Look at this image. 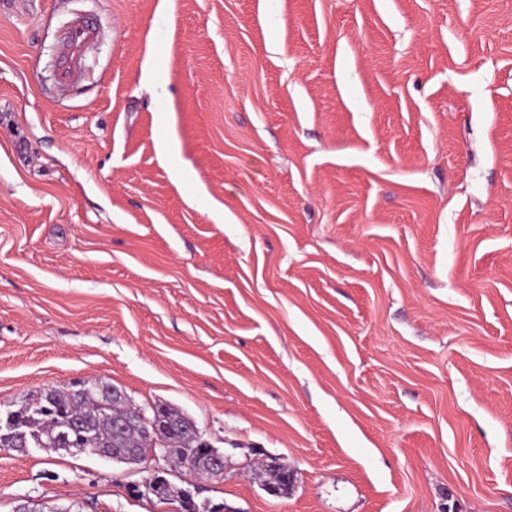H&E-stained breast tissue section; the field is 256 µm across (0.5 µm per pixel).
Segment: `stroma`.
Wrapping results in <instances>:
<instances>
[{"label":"stroma","instance_id":"obj_1","mask_svg":"<svg viewBox=\"0 0 512 512\" xmlns=\"http://www.w3.org/2000/svg\"><path fill=\"white\" fill-rule=\"evenodd\" d=\"M91 379L199 503L512 512V0H0V414ZM154 466L0 449V512H178ZM98 29L86 17L73 21L64 38L58 64V80L71 83L95 43ZM151 414L147 415L145 410L139 409L144 413L145 417L153 421L157 426L160 423L170 422L174 427V432L164 429L163 426L155 431V426H152V431H155L153 436L159 441L169 442V447L172 448L171 461L174 466L188 467L201 472L209 473L210 454L209 450H201L199 440L194 436L191 427L193 422L183 417L173 409L165 404H156L150 407ZM183 421L184 424H179L177 419Z\"/></svg>","mask_w":512,"mask_h":512}]
</instances>
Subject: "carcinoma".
Listing matches in <instances>:
<instances>
[{
  "label": "carcinoma",
  "instance_id": "1",
  "mask_svg": "<svg viewBox=\"0 0 512 512\" xmlns=\"http://www.w3.org/2000/svg\"><path fill=\"white\" fill-rule=\"evenodd\" d=\"M147 419L158 425L154 437L169 442L174 465L209 472L211 451L201 449L194 436L193 422L165 404L150 407ZM129 412L126 396L118 388L98 381L88 384L76 396L70 390L45 389L34 400L18 409L19 431L38 448L69 451L77 447L78 435L70 421L81 417L84 425L96 433L100 455L125 463L145 459L150 438L140 429H127L123 423ZM182 489L163 476L152 479V494L160 500L179 503L181 512H200L192 500L181 497Z\"/></svg>",
  "mask_w": 512,
  "mask_h": 512
}]
</instances>
